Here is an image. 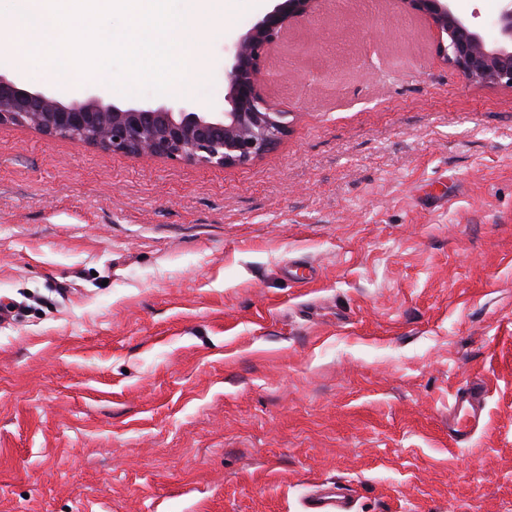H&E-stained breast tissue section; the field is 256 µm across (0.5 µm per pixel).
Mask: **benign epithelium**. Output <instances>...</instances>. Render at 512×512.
<instances>
[{"label":"benign epithelium","instance_id":"7a95c632","mask_svg":"<svg viewBox=\"0 0 512 512\" xmlns=\"http://www.w3.org/2000/svg\"><path fill=\"white\" fill-rule=\"evenodd\" d=\"M425 14L437 33V51L469 80L512 88V0H500L497 37L460 14L454 0H405ZM315 0H274L271 9L229 49V85L222 112L189 104L129 105L102 102L89 89L82 102L65 104L49 90H27L0 74V124L30 125L46 135L94 144L116 153L162 156L209 167L245 164L274 149L288 133V113L261 92L267 48L292 23L312 12Z\"/></svg>","mask_w":512,"mask_h":512}]
</instances>
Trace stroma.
Here are the masks:
<instances>
[{
	"mask_svg": "<svg viewBox=\"0 0 512 512\" xmlns=\"http://www.w3.org/2000/svg\"><path fill=\"white\" fill-rule=\"evenodd\" d=\"M271 6L236 0L182 99L223 111ZM262 84L288 133L224 169L0 125V512H512V89L406 0H317ZM487 390L478 379L466 381L453 394L448 405V441L452 445L469 444L484 424ZM305 512H351L352 502L335 486H319L306 498Z\"/></svg>",
	"mask_w": 512,
	"mask_h": 512,
	"instance_id": "stroma-1",
	"label": "stroma"
}]
</instances>
